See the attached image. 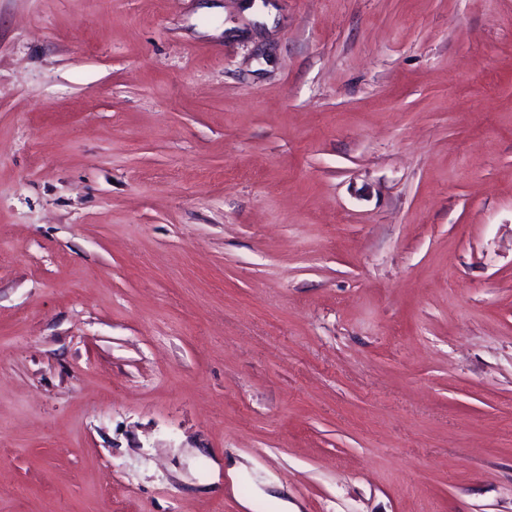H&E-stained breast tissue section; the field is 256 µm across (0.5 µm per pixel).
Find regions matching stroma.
<instances>
[{
  "label": "stroma",
  "mask_w": 512,
  "mask_h": 512,
  "mask_svg": "<svg viewBox=\"0 0 512 512\" xmlns=\"http://www.w3.org/2000/svg\"><path fill=\"white\" fill-rule=\"evenodd\" d=\"M512 512V0H0V512Z\"/></svg>",
  "instance_id": "obj_1"
}]
</instances>
